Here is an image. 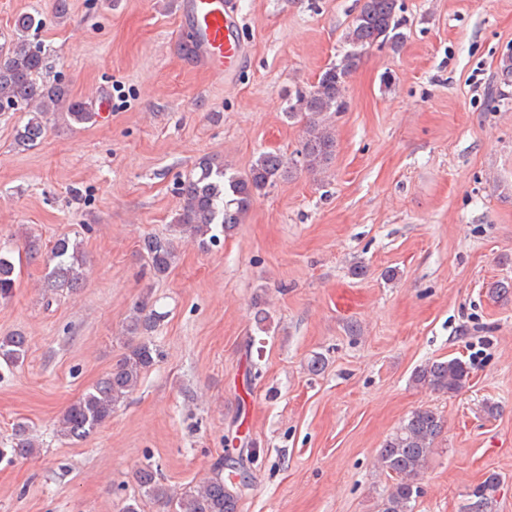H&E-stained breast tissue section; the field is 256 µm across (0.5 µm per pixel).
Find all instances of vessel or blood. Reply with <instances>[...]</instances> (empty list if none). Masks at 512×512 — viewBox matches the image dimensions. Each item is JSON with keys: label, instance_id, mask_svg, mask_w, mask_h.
Listing matches in <instances>:
<instances>
[{"label": "vessel or blood", "instance_id": "vessel-or-blood-1", "mask_svg": "<svg viewBox=\"0 0 512 512\" xmlns=\"http://www.w3.org/2000/svg\"><path fill=\"white\" fill-rule=\"evenodd\" d=\"M180 8L209 67L234 73L245 47L239 37L240 22L233 0H182Z\"/></svg>", "mask_w": 512, "mask_h": 512}]
</instances>
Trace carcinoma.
<instances>
[{
  "label": "carcinoma",
  "instance_id": "carcinoma-1",
  "mask_svg": "<svg viewBox=\"0 0 512 512\" xmlns=\"http://www.w3.org/2000/svg\"><path fill=\"white\" fill-rule=\"evenodd\" d=\"M399 0H363L361 8L348 29L346 43L351 49L340 61L327 68L310 90H300L288 99L287 114L309 117V125L300 164L310 171L319 169L332 155L336 146L333 133L318 122L325 112H340L344 108V85L356 69L361 51L375 44H388L397 49L403 42L402 22L398 16ZM45 65L41 48L23 39L0 49V112L25 111L27 122L17 130L21 146L35 144L45 133L50 113L66 104V116L78 123L93 118L81 100L68 97L59 84L40 81ZM285 161L277 153L261 154L244 177L227 174L224 166L203 158L196 170L179 183L181 207L175 217L176 232L189 235L204 247L217 241L218 235L231 234L242 223L256 195L271 185L283 173ZM141 249L155 275L168 273L175 260L171 238L148 235ZM31 257H45L48 268L45 287L71 292L82 287L84 279L78 244L67 237L58 239L49 253L43 255L32 246ZM17 279L15 264L9 252L0 249V300L13 296ZM163 313L155 309L151 297L143 298L134 308L125 325L128 351L81 397L68 406L58 422V434L67 439H83L95 433L111 416L114 409L140 386L144 374L159 356L154 345L144 340L157 329ZM28 352V339L21 333L0 336V360L7 365L21 363ZM470 381V367L459 358L428 361L412 375V382L437 393L454 396ZM445 427L443 417L429 407L413 410L400 427L380 448L377 461L382 470L393 477L387 495L378 512H413L419 496V480L437 439ZM38 443L27 425L15 426L10 447L0 448V457L10 455L28 458L37 452ZM136 482L143 493L172 508V512H238L242 491L248 486L244 472L235 469L224 475L217 471L203 483L189 487L178 495L162 485L158 473L149 467L136 472ZM500 480L488 475L472 492L466 512H487Z\"/></svg>",
  "mask_w": 512,
  "mask_h": 512
}]
</instances>
